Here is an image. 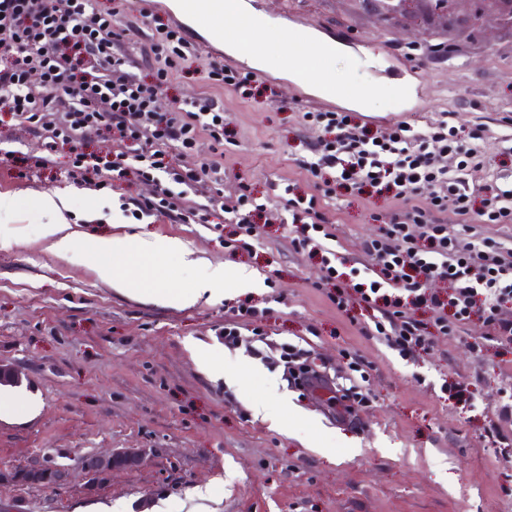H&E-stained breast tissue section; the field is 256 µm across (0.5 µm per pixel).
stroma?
Instances as JSON below:
<instances>
[{"label":"stroma","instance_id":"obj_1","mask_svg":"<svg viewBox=\"0 0 512 512\" xmlns=\"http://www.w3.org/2000/svg\"><path fill=\"white\" fill-rule=\"evenodd\" d=\"M283 2L301 25H323L345 43L326 70L336 89L375 90L358 108L364 120L422 126L451 112L456 125L485 129L483 177L512 176L498 139L503 118L512 117V27L496 0H450L444 14L414 10L382 21L362 0H262L267 8ZM361 41L422 75L415 111H392V81L362 68L353 48ZM205 65L202 58L185 63L165 106L206 92ZM260 80L248 97L218 93L231 133L223 193L233 197L246 186L269 198L252 252H230L200 224L124 217L121 198L148 194V187L74 183L63 147L41 175L20 178L0 168V195L20 207L18 218L0 219V233L17 240L0 248V364L18 376L17 384L0 386V396L34 402L0 414V512H78L96 502L150 512L159 500L189 501L198 487L209 489L211 512H512V495L502 490L512 448L497 456L484 441L512 389V343L486 340L476 319L461 335L435 337L427 353L404 359L365 334L364 310L342 312L316 289L320 259L292 249L273 187L305 177L298 160L321 133L303 122V111L338 102L302 98L280 72ZM55 191L69 193V221L80 234L71 262L51 255L40 237L45 218L36 200ZM327 211L339 256L364 261L363 244L380 226L377 209L339 198ZM142 231L181 239L227 269H255L263 281L187 308L119 292L97 275L93 239ZM242 304L262 311L260 331L225 344L219 330ZM193 341L223 351L226 372L248 367L251 375L241 385L210 377L189 350ZM288 342L339 384L352 376L345 353L368 363L359 387L370 406L342 418L324 400L302 397L282 356ZM273 376L301 413L285 429L252 411ZM455 381L464 384L462 395L444 390ZM138 448L145 451L139 463L89 479L90 455ZM36 460L61 470L62 480L18 481L17 472Z\"/></svg>","mask_w":512,"mask_h":512}]
</instances>
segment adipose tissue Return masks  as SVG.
Wrapping results in <instances>:
<instances>
[{
    "label": "adipose tissue",
    "mask_w": 512,
    "mask_h": 512,
    "mask_svg": "<svg viewBox=\"0 0 512 512\" xmlns=\"http://www.w3.org/2000/svg\"><path fill=\"white\" fill-rule=\"evenodd\" d=\"M39 208L48 218L41 227L48 250L56 258L72 259L76 235L68 221L69 195L58 192L40 195ZM93 250L101 258L96 271L103 281L121 292H135L170 307H189L204 297L216 299L228 283L239 290L259 285L255 271L247 268L227 271L224 265H214L196 257L177 238H159L149 233L114 235L97 238ZM168 256L177 258L184 266L197 268L198 277L193 287L168 286L161 264Z\"/></svg>",
    "instance_id": "adipose-tissue-1"
}]
</instances>
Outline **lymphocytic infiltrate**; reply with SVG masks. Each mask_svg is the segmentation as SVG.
Wrapping results in <instances>:
<instances>
[{"mask_svg":"<svg viewBox=\"0 0 512 512\" xmlns=\"http://www.w3.org/2000/svg\"><path fill=\"white\" fill-rule=\"evenodd\" d=\"M115 17L98 0H0V112L26 123L48 153L68 147L76 183L152 185V195L123 198L122 212L134 219L232 224L230 247L251 251L268 201L246 187L223 197L227 130L224 106L212 91L249 93L253 74L212 59L208 92L163 107V90L194 56L195 42L180 25L157 28L154 61L143 74L134 71L129 53L138 31L117 28ZM302 119L323 133L299 161L313 189L285 183L280 221L289 226L295 250L320 254V285L337 308L348 309L355 298L374 310L367 335L403 358L427 351L433 335H456L475 318L490 337L512 342V248L485 239L460 246L442 218L451 209L464 224H512V187L479 176L483 127L461 132L446 113L423 128L401 121L386 132L341 109L307 111ZM105 134L115 148L103 158L87 146ZM204 137L213 143L212 158L181 166L180 157ZM339 195L390 207L365 244L367 264L346 275L336 266V234L325 211ZM432 280L444 290H430ZM422 308L431 311L430 320L417 318ZM295 380L304 394L323 392L341 415L368 401L353 389H332L323 373L306 366Z\"/></svg>","mask_w":512,"mask_h":512,"instance_id":"1","label":"lymphocytic infiltrate"}]
</instances>
